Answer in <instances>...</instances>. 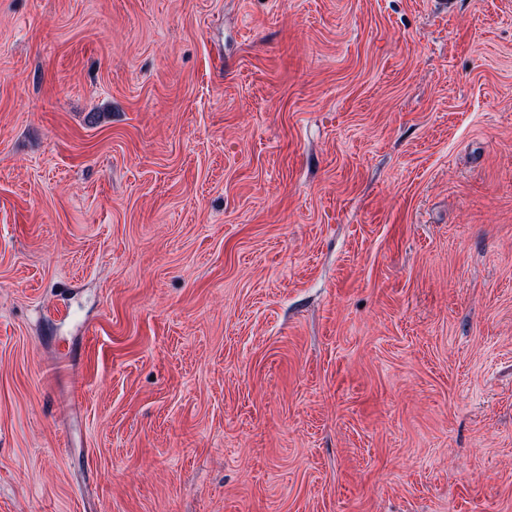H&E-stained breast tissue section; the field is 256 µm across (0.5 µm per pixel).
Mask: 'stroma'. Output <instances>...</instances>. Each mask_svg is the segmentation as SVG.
I'll use <instances>...</instances> for the list:
<instances>
[{
    "label": "stroma",
    "instance_id": "35a3bbf8",
    "mask_svg": "<svg viewBox=\"0 0 512 512\" xmlns=\"http://www.w3.org/2000/svg\"><path fill=\"white\" fill-rule=\"evenodd\" d=\"M0 512H512V0H0Z\"/></svg>",
    "mask_w": 512,
    "mask_h": 512
}]
</instances>
